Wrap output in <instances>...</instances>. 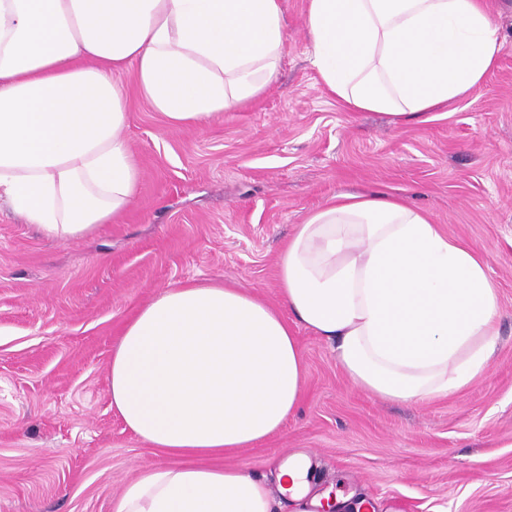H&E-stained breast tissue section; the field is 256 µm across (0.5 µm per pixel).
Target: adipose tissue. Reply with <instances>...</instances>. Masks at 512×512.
Segmentation results:
<instances>
[{
  "mask_svg": "<svg viewBox=\"0 0 512 512\" xmlns=\"http://www.w3.org/2000/svg\"><path fill=\"white\" fill-rule=\"evenodd\" d=\"M306 28L344 109L405 120L478 93L502 49L484 0H308ZM284 42L280 0H0V200L56 241L92 236L141 182L118 74L194 126L261 95ZM277 279V307L229 284H177L124 325L112 407L174 462L142 469L111 512H361L313 491L304 456L269 480L210 463L299 407L293 323L362 390L404 403L461 391L494 353L488 257L398 196H332L294 226Z\"/></svg>",
  "mask_w": 512,
  "mask_h": 512,
  "instance_id": "ef3b65f1",
  "label": "adipose tissue"
}]
</instances>
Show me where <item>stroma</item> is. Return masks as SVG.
Listing matches in <instances>:
<instances>
[{"mask_svg": "<svg viewBox=\"0 0 512 512\" xmlns=\"http://www.w3.org/2000/svg\"><path fill=\"white\" fill-rule=\"evenodd\" d=\"M503 48L483 87L428 121L345 111L309 59L308 0H281L274 83L247 106L171 125L137 90L124 130L142 179L89 238L40 234L0 208V512H111L143 468L170 464L113 412L112 348L168 286L229 283L278 304L279 252L340 192L392 193L489 258L501 318L485 372L430 402L355 386L295 325L300 409L220 464L256 475L304 454L313 486L373 512H512V0H490Z\"/></svg>", "mask_w": 512, "mask_h": 512, "instance_id": "obj_1", "label": "stroma"}]
</instances>
